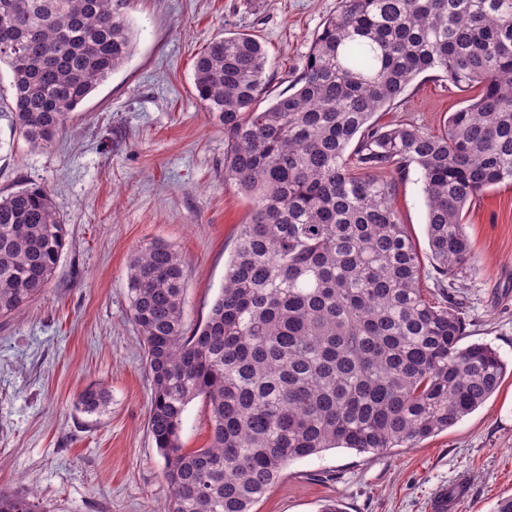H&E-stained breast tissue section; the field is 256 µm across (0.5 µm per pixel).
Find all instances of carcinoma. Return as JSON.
<instances>
[{"label": "carcinoma", "instance_id": "carcinoma-1", "mask_svg": "<svg viewBox=\"0 0 512 512\" xmlns=\"http://www.w3.org/2000/svg\"><path fill=\"white\" fill-rule=\"evenodd\" d=\"M129 0H0V103L33 151L128 60ZM266 52L213 38L194 65L205 111L224 130V180L251 199L224 285L186 331L179 253L151 241L127 265L129 317L143 337L148 429L171 495L162 512H251L291 462L336 448L383 454L444 431L500 387L506 363L466 336L456 282L475 266L464 217L512 184V0H341L293 80L269 95ZM439 71L466 106L431 133L374 115L419 74ZM419 169L437 292L393 208ZM67 228L36 183L0 196V318L52 281ZM205 448L181 443L194 399ZM88 387L76 405L105 407ZM0 512H36L0 494Z\"/></svg>", "mask_w": 512, "mask_h": 512}]
</instances>
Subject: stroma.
Returning <instances> with one entry per match:
<instances>
[{"instance_id": "obj_1", "label": "stroma", "mask_w": 512, "mask_h": 512, "mask_svg": "<svg viewBox=\"0 0 512 512\" xmlns=\"http://www.w3.org/2000/svg\"><path fill=\"white\" fill-rule=\"evenodd\" d=\"M340 0H131L133 52L71 113L48 150L30 151L0 117V194L44 185L68 229L56 275L0 322V492L33 495L39 512H160L170 495L147 428L152 386L143 338L128 317L126 267L158 239L183 261L184 323L194 329L224 283L250 201L224 179V132L195 96L197 56L219 35L245 33L267 54L272 94L288 91ZM463 96L418 75L380 123L441 131ZM394 208L430 267L418 170L396 183ZM465 232L478 262L460 290L466 343L507 364L483 407L413 447L374 455L336 448L296 461L252 512H429L435 488L469 481L461 512H491L512 495V185L482 193ZM107 390L98 413L76 409ZM201 399L183 414L185 449L206 447ZM107 394L105 389L99 387H88L77 397L76 405L84 412L94 413L105 407Z\"/></svg>"}]
</instances>
